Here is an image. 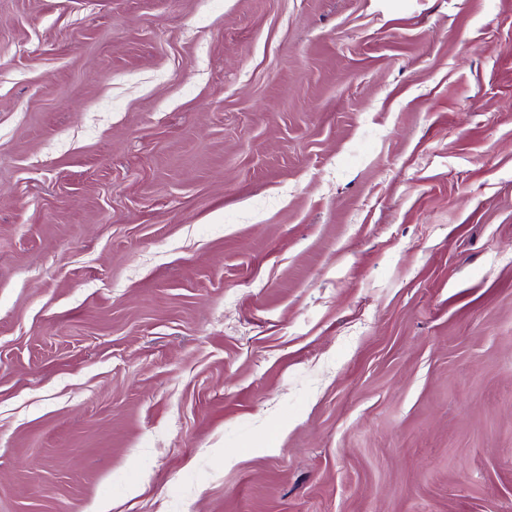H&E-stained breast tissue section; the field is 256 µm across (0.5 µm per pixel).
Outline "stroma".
Here are the masks:
<instances>
[{"instance_id": "35a3bbf8", "label": "stroma", "mask_w": 512, "mask_h": 512, "mask_svg": "<svg viewBox=\"0 0 512 512\" xmlns=\"http://www.w3.org/2000/svg\"><path fill=\"white\" fill-rule=\"evenodd\" d=\"M512 512V0H0V512Z\"/></svg>"}]
</instances>
